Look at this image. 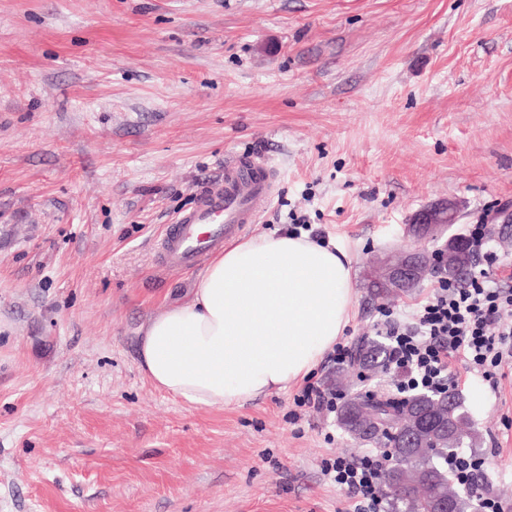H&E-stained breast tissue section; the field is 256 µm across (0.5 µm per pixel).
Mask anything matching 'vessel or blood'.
Returning a JSON list of instances; mask_svg holds the SVG:
<instances>
[{
	"mask_svg": "<svg viewBox=\"0 0 512 512\" xmlns=\"http://www.w3.org/2000/svg\"><path fill=\"white\" fill-rule=\"evenodd\" d=\"M274 189L267 161L260 156H232L224 176L202 191L195 206L179 214L159 242L162 264L191 269L221 249L225 239L256 223L260 206Z\"/></svg>",
	"mask_w": 512,
	"mask_h": 512,
	"instance_id": "vessel-or-blood-1",
	"label": "vessel or blood"
}]
</instances>
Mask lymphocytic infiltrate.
Here are the masks:
<instances>
[{"label": "lymphocytic infiltrate", "instance_id": "1", "mask_svg": "<svg viewBox=\"0 0 512 512\" xmlns=\"http://www.w3.org/2000/svg\"><path fill=\"white\" fill-rule=\"evenodd\" d=\"M467 233L472 245L487 251L485 268L462 283L437 273L412 319L389 309L383 312L378 331L389 342L398 394L450 391L448 368L456 360L488 380L512 364V289L497 283L487 225H469ZM387 463L383 454L345 456L323 461L322 472L346 492L353 512H386L380 476ZM445 464L457 485L476 490L477 512H504L497 496L478 488L479 480L493 469L492 460L458 451Z\"/></svg>", "mask_w": 512, "mask_h": 512}]
</instances>
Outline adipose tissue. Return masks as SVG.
Wrapping results in <instances>:
<instances>
[{"label":"adipose tissue","mask_w":512,"mask_h":512,"mask_svg":"<svg viewBox=\"0 0 512 512\" xmlns=\"http://www.w3.org/2000/svg\"><path fill=\"white\" fill-rule=\"evenodd\" d=\"M352 261L308 235L225 245L192 299L147 321L139 364L152 384L194 407L255 399L306 377L354 304Z\"/></svg>","instance_id":"ef3b65f1"}]
</instances>
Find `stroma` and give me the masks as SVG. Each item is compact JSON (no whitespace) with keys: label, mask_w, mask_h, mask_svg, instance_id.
Returning <instances> with one entry per match:
<instances>
[{"label":"stroma","mask_w":512,"mask_h":512,"mask_svg":"<svg viewBox=\"0 0 512 512\" xmlns=\"http://www.w3.org/2000/svg\"><path fill=\"white\" fill-rule=\"evenodd\" d=\"M243 153L278 192L242 237L302 219L352 258L349 347L432 286L372 298L373 254L486 222L512 265V0H0V512H351L321 464L368 447L294 419L301 383L193 407L139 367L201 274L159 238ZM448 372L512 512V369ZM459 212L455 203H445L421 211L414 219L415 226L420 232L432 229L436 224H456Z\"/></svg>","instance_id":"35a3bbf8"}]
</instances>
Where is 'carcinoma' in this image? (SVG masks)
<instances>
[{
    "instance_id": "1",
    "label": "carcinoma",
    "mask_w": 512,
    "mask_h": 512,
    "mask_svg": "<svg viewBox=\"0 0 512 512\" xmlns=\"http://www.w3.org/2000/svg\"><path fill=\"white\" fill-rule=\"evenodd\" d=\"M455 255L448 257L444 272L460 278V269L468 265L472 250L468 242L456 238ZM420 286L397 282L367 284L372 297L384 299L409 293ZM389 347L380 340L363 339L349 364L360 371L375 374L388 369ZM340 427L355 439L389 447L388 465L384 469L390 492V512H434L440 503H449L454 512H467L470 500L464 498L437 459L444 458L467 442L476 441L467 415L455 395H430L418 392L404 400L356 395L340 406Z\"/></svg>"
}]
</instances>
